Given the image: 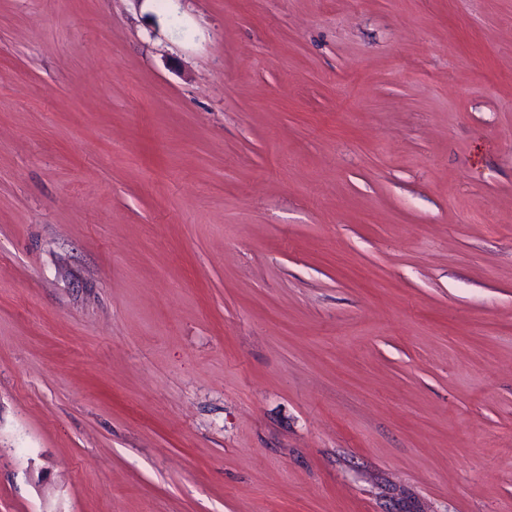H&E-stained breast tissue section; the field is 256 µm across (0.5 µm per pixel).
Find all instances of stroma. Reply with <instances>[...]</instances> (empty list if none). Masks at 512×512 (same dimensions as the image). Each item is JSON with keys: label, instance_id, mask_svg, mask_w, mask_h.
Listing matches in <instances>:
<instances>
[{"label": "stroma", "instance_id": "obj_1", "mask_svg": "<svg viewBox=\"0 0 512 512\" xmlns=\"http://www.w3.org/2000/svg\"><path fill=\"white\" fill-rule=\"evenodd\" d=\"M0 512H512V0H0Z\"/></svg>", "mask_w": 512, "mask_h": 512}]
</instances>
